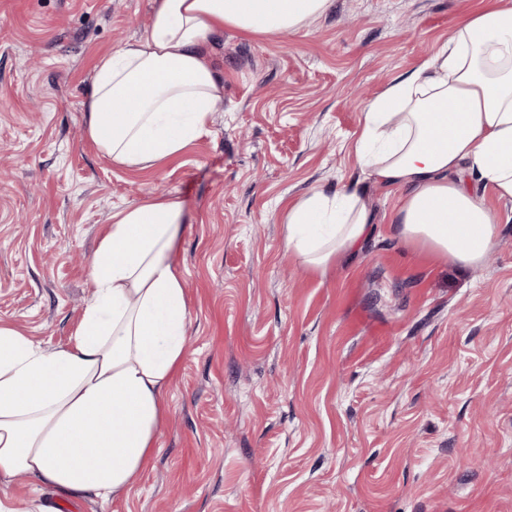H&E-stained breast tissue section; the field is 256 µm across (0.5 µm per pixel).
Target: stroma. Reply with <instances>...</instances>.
I'll return each mask as SVG.
<instances>
[{"mask_svg": "<svg viewBox=\"0 0 512 512\" xmlns=\"http://www.w3.org/2000/svg\"><path fill=\"white\" fill-rule=\"evenodd\" d=\"M484 0H333L299 31H225L207 133L145 170L86 139L99 56L152 0H0V322L67 345L113 207L183 210L187 354L161 449L129 494L0 484L24 512H512V222L460 272L397 235V194L364 179L363 108ZM357 183L372 235L319 275L282 216Z\"/></svg>", "mask_w": 512, "mask_h": 512, "instance_id": "stroma-1", "label": "stroma"}]
</instances>
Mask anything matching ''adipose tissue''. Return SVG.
<instances>
[{
	"label": "adipose tissue",
	"mask_w": 512,
	"mask_h": 512,
	"mask_svg": "<svg viewBox=\"0 0 512 512\" xmlns=\"http://www.w3.org/2000/svg\"><path fill=\"white\" fill-rule=\"evenodd\" d=\"M330 3L153 0L139 36L96 62L87 139L132 169L178 155L224 99L214 36L295 32ZM355 155L366 179L399 192L393 223L403 241L462 270L481 265L501 222L485 195L512 201V0H487L371 101ZM181 213L166 195L113 210L67 345L48 348L0 324V483L23 474L61 497L105 503L151 468L187 353ZM374 222L357 186L316 188L289 205L283 250L323 273Z\"/></svg>",
	"instance_id": "obj_1"
}]
</instances>
